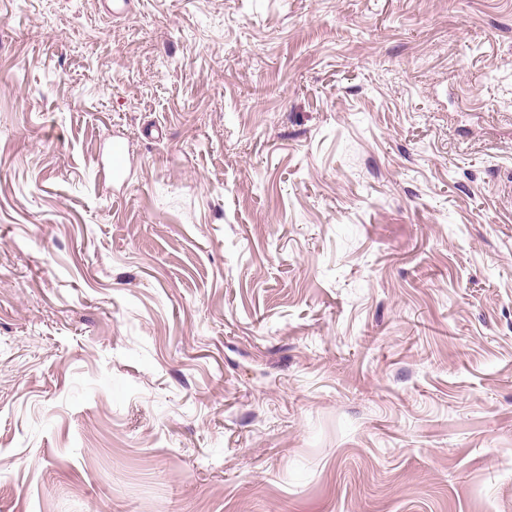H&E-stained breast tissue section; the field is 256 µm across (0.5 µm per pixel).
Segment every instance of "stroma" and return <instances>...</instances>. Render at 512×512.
<instances>
[{"instance_id":"1","label":"stroma","mask_w":512,"mask_h":512,"mask_svg":"<svg viewBox=\"0 0 512 512\" xmlns=\"http://www.w3.org/2000/svg\"><path fill=\"white\" fill-rule=\"evenodd\" d=\"M0 512H512V0H0Z\"/></svg>"}]
</instances>
